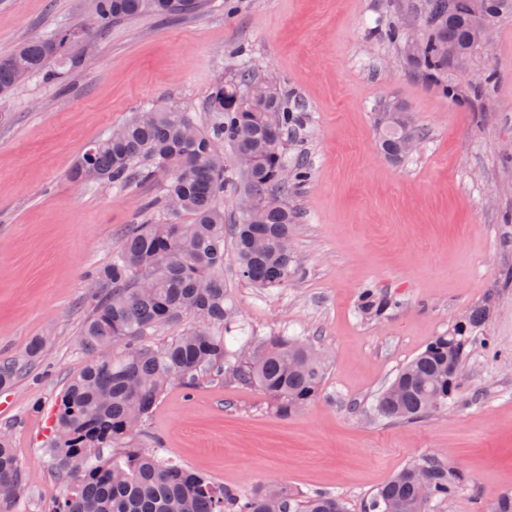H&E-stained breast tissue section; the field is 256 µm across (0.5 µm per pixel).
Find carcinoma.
I'll return each instance as SVG.
<instances>
[{
    "label": "carcinoma",
    "mask_w": 512,
    "mask_h": 512,
    "mask_svg": "<svg viewBox=\"0 0 512 512\" xmlns=\"http://www.w3.org/2000/svg\"><path fill=\"white\" fill-rule=\"evenodd\" d=\"M210 0H88L98 27L54 28L0 57V94L26 77L59 79L51 62L69 48L99 41L112 25L152 13L161 17L196 14ZM422 49L413 58L417 72L437 83L448 65L475 53L476 20L471 0H423ZM491 24L512 14V0H488ZM259 84L248 68L217 83L209 99L211 124L200 126L177 105L136 113L128 122L91 143L70 172L75 182L108 183L118 191L157 179L165 181L163 218L136 224L88 281L97 286L84 319L79 344L86 351L124 350L85 365L68 383L52 421L48 451L65 493L53 512H346L332 493L300 495L282 482L239 492L191 472L137 438L143 423L173 385L198 388L229 373L242 387H255L274 414L286 419L319 397L325 376L322 355L299 336H268L256 345L232 350L240 329L239 309L224 288V241L231 239L239 277L258 288L288 285L298 272L290 247L298 213L279 197L290 184L306 181L302 161L290 163L286 137L303 115L288 108L284 95L264 86L254 104L245 92ZM380 146L393 161L409 157V141L427 136L406 106L392 102L380 116ZM229 144L246 176L253 207L240 224L224 223V144ZM396 306L372 288L363 289L359 312L380 318ZM189 317L191 327L162 345L144 337ZM486 317L474 311L425 347L398 370L376 399L389 420H417L436 411L453 394L461 369L448 371V359L462 365L471 334ZM47 339L33 338L25 364L38 361ZM24 369L0 361V389L15 384ZM462 475L434 456L407 463L367 502L365 512H430L432 503L456 496ZM22 482L9 433L0 432V506L17 500Z\"/></svg>",
    "instance_id": "cac0c4a2"
}]
</instances>
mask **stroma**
I'll return each instance as SVG.
<instances>
[{"label": "stroma", "instance_id": "1", "mask_svg": "<svg viewBox=\"0 0 512 512\" xmlns=\"http://www.w3.org/2000/svg\"><path fill=\"white\" fill-rule=\"evenodd\" d=\"M421 0H213L201 14H143L75 49L59 79L33 77L0 96V360L50 338L43 360L0 391L23 489L12 512H48L61 491L47 448L49 417L89 356L78 347L92 305L85 275L111 262L161 183L129 191L72 182L84 149L142 107L176 104L208 124L218 81L251 67L308 115L288 146L306 182L284 202L300 272L281 288L243 281L224 261L243 336H306L326 357L318 399L281 419L257 389L175 386L146 426L145 447L250 494L276 480L330 492L348 512L412 458L433 454L466 478L432 512H488L512 494V17L491 55L452 65L459 94L418 76L406 51ZM83 0H0V57L76 24ZM403 37L393 40L392 29ZM492 79L481 100L479 74ZM407 105L427 139L400 163L379 148L385 104ZM395 298L379 319L359 292ZM487 320L448 405L387 420L376 398L397 371L474 308Z\"/></svg>", "mask_w": 512, "mask_h": 512}]
</instances>
